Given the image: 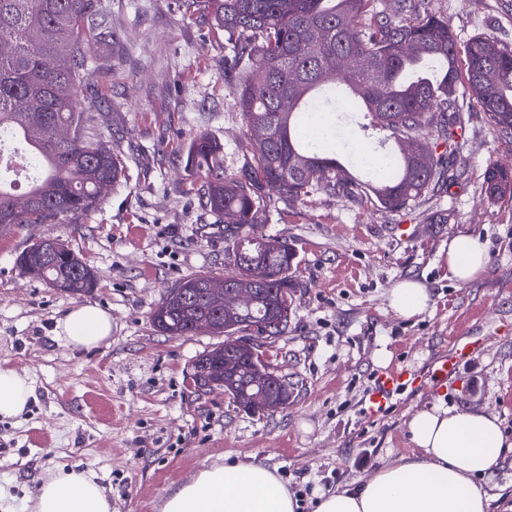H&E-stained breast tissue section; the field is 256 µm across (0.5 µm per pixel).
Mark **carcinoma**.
Wrapping results in <instances>:
<instances>
[{"instance_id": "carcinoma-1", "label": "carcinoma", "mask_w": 512, "mask_h": 512, "mask_svg": "<svg viewBox=\"0 0 512 512\" xmlns=\"http://www.w3.org/2000/svg\"><path fill=\"white\" fill-rule=\"evenodd\" d=\"M201 17L224 32L231 45L234 105L254 149L253 160L234 172L224 168V146L205 134L185 145L186 168L201 180L200 200L224 217L230 271L228 288L254 295L240 313L214 306L207 296L208 272L192 273L165 292L151 321L169 336H192L199 319H210L224 343L195 360L199 375L239 407L255 380L276 395L292 398L288 382L263 379L260 358L240 357L229 337L244 330L281 336L274 310L292 304L297 283L290 276L296 253L288 242L265 234L258 214L272 188L290 201L326 193L347 200L367 194L387 213L417 201L432 186L462 172L464 141L455 129L464 117L460 93L476 99L485 120L512 135V49L482 34L457 44L448 18L429 0H394L389 13L376 0H196ZM105 49L100 66L112 69L120 39L100 0H0V138L26 147L36 174L26 184L27 206H18L15 173L0 161V236L23 224H62L101 204L102 188L122 174V163L103 141L95 116L78 107L90 73L85 46ZM328 59L350 64L345 86L333 81ZM288 108H282L283 102ZM363 112L369 126L388 133L379 141V174L350 159L345 166L324 152L336 135L327 118ZM445 147L428 156L427 136ZM416 141L423 160L409 152ZM491 200L512 198V168L492 164L485 174ZM42 262L39 279L71 295L92 292L96 277L68 248Z\"/></svg>"}]
</instances>
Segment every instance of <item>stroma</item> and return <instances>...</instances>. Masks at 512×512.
Returning <instances> with one entry per match:
<instances>
[{"label":"stroma","mask_w":512,"mask_h":512,"mask_svg":"<svg viewBox=\"0 0 512 512\" xmlns=\"http://www.w3.org/2000/svg\"><path fill=\"white\" fill-rule=\"evenodd\" d=\"M430 2L458 44L487 34L512 46V0ZM102 6L122 51L111 70L93 71V96L81 106L120 156L122 177L91 213L0 237V365L33 387L27 411L0 420V512H33L43 479L70 467L96 474L112 512H161L165 494L198 471L252 459L277 468L311 505L411 454L410 413L439 401L495 414L512 434V200L494 202L484 191L487 167L512 161V137L466 95V169L419 203L386 213L366 199L294 203L271 193L259 226L294 248L298 286L288 328L266 359L294 393L287 408L251 415L223 391L202 395L190 383L194 360L216 336H168L150 320L183 276L220 278L229 269L224 220L201 207L182 148L208 135L223 144L230 171L251 155L224 76L230 48L182 0ZM460 233L488 250L484 273L465 284L448 277V241ZM44 236L93 268L91 294L63 293L18 266ZM404 279L430 295L409 320L389 306L390 289ZM85 301L111 314L112 337L77 352L54 328ZM454 352V372L433 373ZM396 368L407 371L405 385L369 415L368 394Z\"/></svg>","instance_id":"obj_1"}]
</instances>
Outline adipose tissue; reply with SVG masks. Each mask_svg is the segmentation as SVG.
<instances>
[{"label":"adipose tissue","mask_w":512,"mask_h":512,"mask_svg":"<svg viewBox=\"0 0 512 512\" xmlns=\"http://www.w3.org/2000/svg\"><path fill=\"white\" fill-rule=\"evenodd\" d=\"M487 249L478 238L459 234L448 242L452 279L469 282L483 273ZM427 288L417 280L398 282L390 306L401 318L423 313ZM55 334L72 350L89 352L112 336V317L96 304L71 309ZM33 395L30 381L0 367V417L22 415ZM408 430L417 451L379 467L365 481L322 495L315 512H512L489 484L490 476L512 461V435L497 416L437 403L415 411ZM304 504L277 469L250 461L215 465L173 487L161 512H302ZM34 512H112L96 475L86 469L61 470L46 478Z\"/></svg>","instance_id":"ef3b65f1"}]
</instances>
